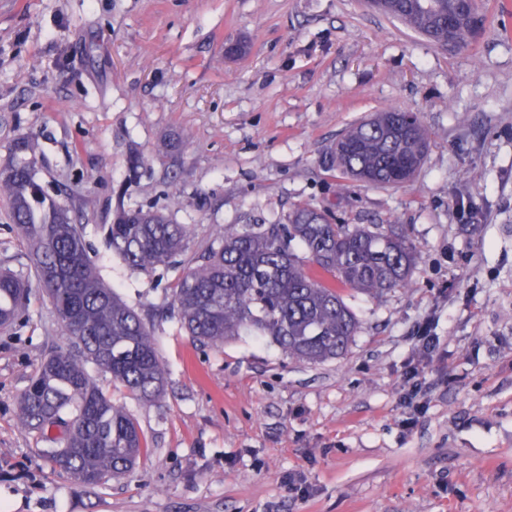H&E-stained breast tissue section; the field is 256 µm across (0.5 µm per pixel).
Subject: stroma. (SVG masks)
Wrapping results in <instances>:
<instances>
[{"mask_svg": "<svg viewBox=\"0 0 512 512\" xmlns=\"http://www.w3.org/2000/svg\"><path fill=\"white\" fill-rule=\"evenodd\" d=\"M478 3L475 42L444 50L365 0H0V164L33 145L167 378L144 402L96 377L148 442L129 474L89 486L51 467L19 402L67 338L0 203V268L32 282L0 328V512H512V0ZM390 108L430 131L411 182L325 169L336 137ZM299 207L398 225L417 247L407 287L346 291V355L202 347L162 316L225 227ZM120 208L185 225L181 266L107 250Z\"/></svg>", "mask_w": 512, "mask_h": 512, "instance_id": "35a3bbf8", "label": "stroma"}]
</instances>
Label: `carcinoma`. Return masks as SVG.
I'll list each match as a JSON object with an SVG mask.
<instances>
[{
	"label": "carcinoma",
	"mask_w": 512,
	"mask_h": 512,
	"mask_svg": "<svg viewBox=\"0 0 512 512\" xmlns=\"http://www.w3.org/2000/svg\"><path fill=\"white\" fill-rule=\"evenodd\" d=\"M454 6V0H392L384 12L415 33L466 46L476 19L448 32L445 20ZM428 141L421 119L404 127L395 124L394 110L376 112L336 139L326 164L346 179L399 186L421 167ZM35 168L33 156L6 162L0 196L69 335L66 347L48 355L22 394L20 418L41 440L59 442L42 450L51 463L95 484L131 471L147 442L87 365L147 402L162 397L166 376L146 322L104 283L83 227L42 191ZM104 242L131 268L148 270L177 263L185 231L161 213L119 208ZM416 265V246L394 224H338L321 211L301 208L286 224L224 228V236L179 278L170 310L203 347L243 334L260 336L290 358L321 363L344 355L358 330L343 291L375 297L404 288ZM25 295L20 280L0 272V326L22 317ZM54 429L61 437L48 436Z\"/></svg>",
	"instance_id": "obj_1"
}]
</instances>
